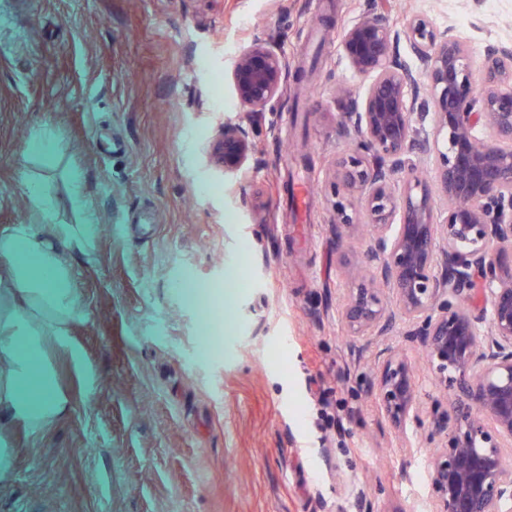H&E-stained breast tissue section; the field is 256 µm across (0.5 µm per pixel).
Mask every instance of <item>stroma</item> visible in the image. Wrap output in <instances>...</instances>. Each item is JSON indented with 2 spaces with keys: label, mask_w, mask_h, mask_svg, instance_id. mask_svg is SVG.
<instances>
[{
  "label": "stroma",
  "mask_w": 512,
  "mask_h": 512,
  "mask_svg": "<svg viewBox=\"0 0 512 512\" xmlns=\"http://www.w3.org/2000/svg\"><path fill=\"white\" fill-rule=\"evenodd\" d=\"M480 70L512 45V0H408ZM366 0H0V234L32 225L68 271L63 343L39 340L64 409H0V512H431L423 429L375 405L342 309L360 236L335 238L340 30ZM288 60L253 136L263 161L209 166L244 122L231 59ZM307 190L298 220L290 190ZM92 225L86 242L59 235ZM426 414L448 402L395 322Z\"/></svg>",
  "instance_id": "1"
}]
</instances>
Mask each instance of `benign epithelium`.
Returning <instances> with one entry per match:
<instances>
[{
  "label": "benign epithelium",
  "instance_id": "benign-epithelium-1",
  "mask_svg": "<svg viewBox=\"0 0 512 512\" xmlns=\"http://www.w3.org/2000/svg\"><path fill=\"white\" fill-rule=\"evenodd\" d=\"M406 41L419 66L400 53ZM341 57L367 80L336 86V125L351 147L334 163L336 235L368 229L366 261L342 317L353 343L388 335L393 314L423 350L448 412L424 418L414 364L376 356L371 392L398 427L426 425L434 444L433 512H512V47H486L480 75L467 44L413 13L391 26L369 7L339 35ZM236 98L259 117L280 102L288 63L256 38L228 68ZM434 161L417 175V154ZM251 123H226L210 166L255 161ZM436 185L444 207L433 205Z\"/></svg>",
  "mask_w": 512,
  "mask_h": 512
}]
</instances>
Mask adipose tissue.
<instances>
[{
    "instance_id": "obj_1",
    "label": "adipose tissue",
    "mask_w": 512,
    "mask_h": 512,
    "mask_svg": "<svg viewBox=\"0 0 512 512\" xmlns=\"http://www.w3.org/2000/svg\"><path fill=\"white\" fill-rule=\"evenodd\" d=\"M0 255L11 258L10 284L14 314L0 321V365L15 382L0 403L23 409L40 423L62 407L55 392L43 382L38 353L29 346L34 331L29 318L40 315L42 332L62 337L63 325L74 305V293L66 273L56 265L51 250L27 226L0 236Z\"/></svg>"
}]
</instances>
